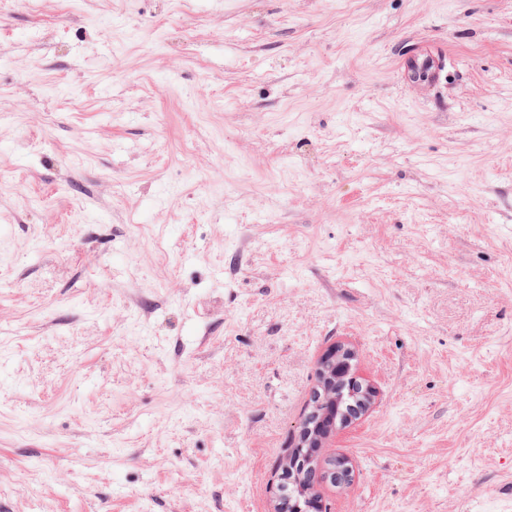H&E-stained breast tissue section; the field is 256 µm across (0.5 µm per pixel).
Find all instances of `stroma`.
Masks as SVG:
<instances>
[{
	"mask_svg": "<svg viewBox=\"0 0 512 512\" xmlns=\"http://www.w3.org/2000/svg\"><path fill=\"white\" fill-rule=\"evenodd\" d=\"M336 343L330 512H512V0H0V512H272ZM355 359L354 350L342 346H332L317 361V384L311 395L313 410L310 417L302 422L299 446L311 448L310 461H315L318 456L324 459L325 476L330 473L328 464L336 459V455L326 453V448L330 447V441L336 433V427L335 424H324L321 414L336 405L334 419L335 423L340 424L350 410L348 406L351 403V398L347 395L336 404L338 387L346 382L361 383L360 378L365 385V390L362 393L364 399L361 400L363 410L371 406L375 397L373 387L356 374L354 362L352 363Z\"/></svg>",
	"mask_w": 512,
	"mask_h": 512,
	"instance_id": "stroma-1",
	"label": "stroma"
}]
</instances>
